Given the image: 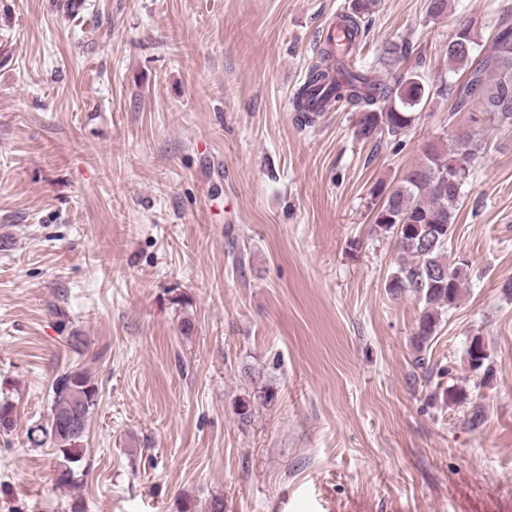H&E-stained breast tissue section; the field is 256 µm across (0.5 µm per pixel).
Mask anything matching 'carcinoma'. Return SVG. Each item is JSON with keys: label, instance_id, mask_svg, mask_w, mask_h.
I'll use <instances>...</instances> for the list:
<instances>
[{"label": "carcinoma", "instance_id": "carcinoma-1", "mask_svg": "<svg viewBox=\"0 0 512 512\" xmlns=\"http://www.w3.org/2000/svg\"><path fill=\"white\" fill-rule=\"evenodd\" d=\"M378 0H352L350 9L340 15V22L361 38V21L375 13ZM445 55L448 70L461 72L460 81L451 85L454 110L475 109L489 116L493 124L512 128V24L499 25L491 49L483 51L471 24L459 26L448 41ZM318 61L308 70L305 83L296 92L292 107L299 121L314 122L324 109H315L312 88L327 89L333 106H349L359 113L355 136L371 141L385 133L399 138L416 121L418 107L431 93L422 77L411 71L394 82L375 75L373 67L361 69L340 65L343 75L324 66L329 57H340L329 45L317 49ZM409 56L407 43L391 42L383 58L398 62ZM473 153L450 149L431 141L422 149L419 161L411 166L397 184L378 185L372 198L386 193L387 202L375 211L373 224L395 238L399 251L398 268L388 288L391 292L410 293L422 305L417 327V346L430 340L436 331L440 309L453 306L466 280L465 264L450 263L448 237L460 210L464 189L473 176ZM52 405L47 425L37 427L38 445L48 441L58 449L57 484L70 486L75 481L72 465L81 461L83 435L75 434L56 420L77 415L81 429H86L98 403V388L88 371L69 368L52 383ZM15 408L0 403V431L14 426Z\"/></svg>", "mask_w": 512, "mask_h": 512}]
</instances>
